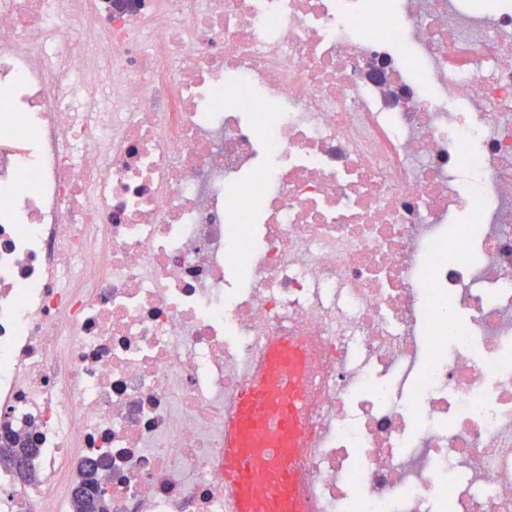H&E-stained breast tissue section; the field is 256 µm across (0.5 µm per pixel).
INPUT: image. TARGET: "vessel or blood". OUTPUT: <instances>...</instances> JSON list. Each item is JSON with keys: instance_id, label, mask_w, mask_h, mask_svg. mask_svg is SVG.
<instances>
[{"instance_id": "1", "label": "vessel or blood", "mask_w": 512, "mask_h": 512, "mask_svg": "<svg viewBox=\"0 0 512 512\" xmlns=\"http://www.w3.org/2000/svg\"><path fill=\"white\" fill-rule=\"evenodd\" d=\"M299 359L294 346L269 343L263 371L240 394L224 426L228 512H299L289 494L302 438Z\"/></svg>"}]
</instances>
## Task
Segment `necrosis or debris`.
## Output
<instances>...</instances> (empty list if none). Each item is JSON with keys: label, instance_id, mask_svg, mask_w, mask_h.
Instances as JSON below:
<instances>
[{"label": "necrosis or debris", "instance_id": "4bbe7bcc", "mask_svg": "<svg viewBox=\"0 0 512 512\" xmlns=\"http://www.w3.org/2000/svg\"><path fill=\"white\" fill-rule=\"evenodd\" d=\"M268 340L307 512H512V0H0V512H224ZM22 444L21 437L15 434H9L2 436L1 438V446L2 447H14V448H1L0 447V467L5 469L12 468L18 470L20 473L25 474L28 470V462L25 457H20L14 459L10 466L7 463V460L1 459V453L8 456H28L33 457L36 448H28L27 443L23 446L19 447ZM3 460V462H2Z\"/></svg>", "mask_w": 512, "mask_h": 512}]
</instances>
